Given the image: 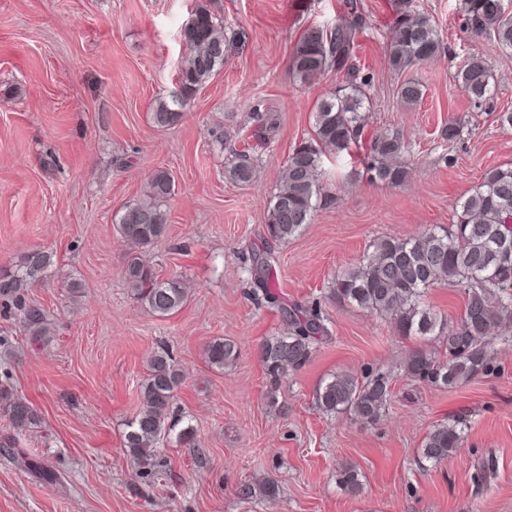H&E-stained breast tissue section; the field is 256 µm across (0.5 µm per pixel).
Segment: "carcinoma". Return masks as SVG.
<instances>
[{"label":"carcinoma","mask_w":512,"mask_h":512,"mask_svg":"<svg viewBox=\"0 0 512 512\" xmlns=\"http://www.w3.org/2000/svg\"><path fill=\"white\" fill-rule=\"evenodd\" d=\"M348 18L334 24L312 26L297 42L290 60L293 75L311 82L325 72L342 77L336 89L316 104L312 133L289 154L281 185L272 195L265 234L275 242L298 236L311 223L322 200L323 163L329 156L340 158L356 148L363 150L360 175L371 183L399 185L409 174V146L399 131L377 129L365 136V103L369 102L370 76L356 64L357 48L365 16L357 0H344ZM462 29L469 37L495 41L512 61V4L508 0H462ZM188 53L182 61L179 90L170 100H160L152 112L153 123L161 128L177 125L182 109L196 90L224 66L225 44L220 24L210 11L199 6L182 31ZM440 48L433 19L412 7V0H397L386 46V63L397 77V96L409 105L419 103L425 86L410 71L435 59ZM474 106L480 107L494 92V77L487 60L471 52L456 74ZM251 147L235 153L228 176L247 184L254 177ZM174 191V179L165 169L155 170L148 179L144 197L127 204L115 220L119 235L147 250L165 235V205ZM512 254V164L487 169L478 186L464 196L450 227L432 226L419 236H380L361 259L338 275L333 285L337 297L373 314L390 318L397 335L416 336L426 345L408 353L401 371L412 382L436 388L465 385L491 370L496 337L493 330L512 318V258L503 259L502 250ZM274 257L266 250L251 252L246 272L258 291L277 302L270 284ZM51 264V256L41 250L25 254L15 269L0 270V298L16 303L34 332L47 329L48 315L39 308H27L23 296ZM123 275L134 298L152 315L164 318L180 310L189 290L177 277L162 278L138 254L127 256ZM446 283L464 295L461 315L449 321L424 303L425 293ZM287 329L260 346V358L272 385L287 371L305 365L314 346L329 339L331 329L317 307L293 304L282 308ZM434 342L430 349L427 343ZM239 347L230 339H219L207 348L209 363L222 369L234 364ZM181 374L171 356L162 351L149 361L148 374L141 384L143 406L127 425L123 445L128 456L145 477L158 472L156 444L172 431L168 422ZM392 377L371 373L359 379L336 372L316 392L320 410L327 414L350 413L364 423L380 419L392 396ZM0 402L6 404L11 424L24 429L39 422L37 411L14 399L0 388ZM463 441L462 422L449 419L426 433L418 448L420 459L437 465L453 455ZM25 466L45 484L54 485L59 476L37 458ZM339 483L355 491L359 474L342 467ZM239 494L246 500L272 499L274 483L246 482Z\"/></svg>","instance_id":"cac0c4a2"}]
</instances>
